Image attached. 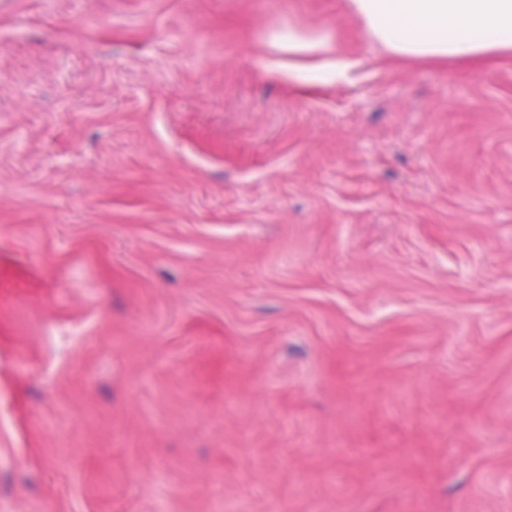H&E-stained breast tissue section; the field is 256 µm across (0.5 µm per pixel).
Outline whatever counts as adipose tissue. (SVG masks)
Segmentation results:
<instances>
[{"label": "adipose tissue", "mask_w": 512, "mask_h": 512, "mask_svg": "<svg viewBox=\"0 0 512 512\" xmlns=\"http://www.w3.org/2000/svg\"><path fill=\"white\" fill-rule=\"evenodd\" d=\"M373 44L395 56L473 58L512 49V0H349Z\"/></svg>", "instance_id": "obj_1"}]
</instances>
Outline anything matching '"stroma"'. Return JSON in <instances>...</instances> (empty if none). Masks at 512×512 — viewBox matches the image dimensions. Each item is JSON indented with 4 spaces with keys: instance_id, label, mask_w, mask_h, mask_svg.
Wrapping results in <instances>:
<instances>
[{
    "instance_id": "obj_1",
    "label": "stroma",
    "mask_w": 512,
    "mask_h": 512,
    "mask_svg": "<svg viewBox=\"0 0 512 512\" xmlns=\"http://www.w3.org/2000/svg\"><path fill=\"white\" fill-rule=\"evenodd\" d=\"M0 512H512V51L0 0Z\"/></svg>"
}]
</instances>
